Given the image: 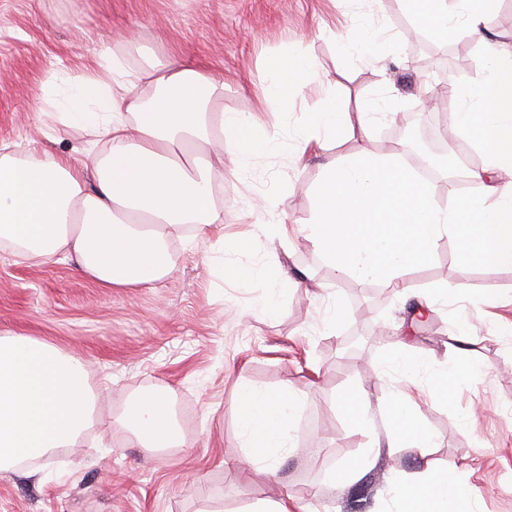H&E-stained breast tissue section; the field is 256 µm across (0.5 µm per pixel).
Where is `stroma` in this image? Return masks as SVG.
<instances>
[{"label": "stroma", "instance_id": "35a3bbf8", "mask_svg": "<svg viewBox=\"0 0 512 512\" xmlns=\"http://www.w3.org/2000/svg\"><path fill=\"white\" fill-rule=\"evenodd\" d=\"M410 24L398 0H0V145L58 155L81 148L85 133L52 124L44 99L93 73L104 46L136 71L195 59L224 80L218 108L280 127L276 150L247 169L225 142L215 198L224 221L173 237V272L155 287L103 288L73 264L18 263L0 249V335L79 356L99 407L92 444L0 473V512H252L283 498L295 512H392L390 481L429 466L451 480L466 477L481 512H512V268L467 266L441 241L432 262L408 274L413 288H466L484 301L463 308L451 297L412 324L409 302L394 289L374 301L375 285L338 274L299 234L328 161L360 150L393 154L389 135L402 121L445 147L438 113L420 110L423 89L438 90L450 75L463 84L483 76L486 57L473 39L449 38L443 53L424 32L414 49ZM359 25L380 30L382 41L341 57L338 43ZM304 48L320 63L322 86L301 87L284 111H268L261 73ZM328 98H382L392 110L370 134L305 149L301 115ZM225 265L255 274L225 279ZM270 266L272 280L263 275ZM271 294L276 310L267 316L260 303ZM333 303L345 318L330 328ZM462 316L475 336L467 345L452 338ZM396 340L425 359L417 378L386 366ZM454 359L477 371L437 401L435 371ZM359 384L371 397L367 432L343 411ZM244 386L302 395L273 480L225 466L245 452L233 409ZM152 394L170 403L180 433L174 447L138 446L118 424L133 399ZM402 394L416 402L434 447L375 448L369 465L331 481L385 439V410Z\"/></svg>", "mask_w": 512, "mask_h": 512}]
</instances>
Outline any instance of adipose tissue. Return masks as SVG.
<instances>
[{
  "label": "adipose tissue",
  "instance_id": "adipose-tissue-1",
  "mask_svg": "<svg viewBox=\"0 0 512 512\" xmlns=\"http://www.w3.org/2000/svg\"><path fill=\"white\" fill-rule=\"evenodd\" d=\"M401 3L440 41L464 29L484 49L488 66L481 80L447 85L458 106L455 135L482 157L481 166L467 172L480 191L454 197L444 208L435 185L401 155L360 151L324 166L304 237L342 275L400 289L444 238L467 264L511 268L512 88L503 87L501 77L512 72V51L492 42L485 27L497 0ZM100 57L104 76L76 82L72 105L52 103L54 121L89 134L82 162L34 148H0V243L21 262L74 261L104 288H151L170 270L175 232L224 221L215 204L214 164L224 159L225 138L233 139L237 164L245 168L276 148L280 130L246 112L215 111L224 82L195 64L133 73L110 49H101ZM318 80L311 52L273 59L262 80L265 102L282 104L290 90ZM143 83L151 95L138 93ZM373 112L366 103L353 113L322 103L304 115L307 140L326 149L354 128H366ZM300 403L289 388L240 389L236 409L249 451L234 469L260 464L276 471L277 451L286 445ZM389 412L387 447L433 445L411 402L393 400ZM120 422L145 446L165 448L178 438L161 395L134 399ZM389 491L402 512H477L464 481L449 482L432 469L394 478Z\"/></svg>",
  "mask_w": 512,
  "mask_h": 512
}]
</instances>
